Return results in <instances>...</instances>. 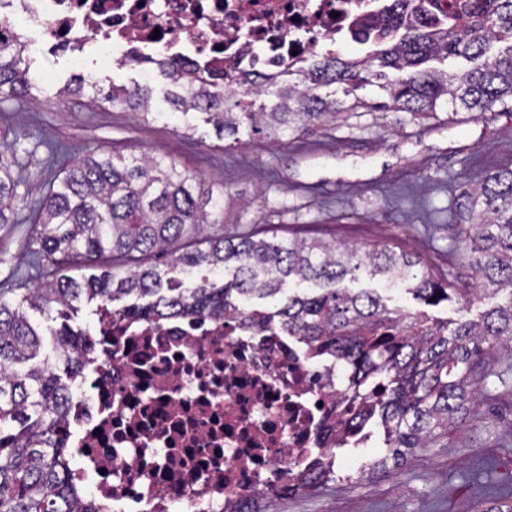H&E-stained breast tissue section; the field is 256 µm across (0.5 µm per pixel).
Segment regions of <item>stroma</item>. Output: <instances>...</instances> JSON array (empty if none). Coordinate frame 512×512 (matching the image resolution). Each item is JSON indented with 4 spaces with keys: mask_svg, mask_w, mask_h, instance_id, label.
<instances>
[{
    "mask_svg": "<svg viewBox=\"0 0 512 512\" xmlns=\"http://www.w3.org/2000/svg\"><path fill=\"white\" fill-rule=\"evenodd\" d=\"M73 50L30 57L32 72H47L34 89L39 104L0 101V149L13 160L17 206L0 224V294L42 282L40 248L31 214L45 185L63 173L51 148L80 158L108 149L149 153L200 174L224 189V228L252 227L269 237L345 241L361 249L390 248L418 257L432 276L470 282L472 271L453 226V199L467 184L512 167V109L484 114L450 112H347L326 128L311 127L270 140L240 133L220 138L205 114L182 116L166 92L150 82L153 113L87 106L85 98L55 103L74 78ZM191 131H184V124ZM350 287L379 295L392 308L423 312L438 321L479 318L512 302V293L425 303L407 285L360 272ZM468 401L448 431L447 445L418 451L406 466L357 478L337 467L336 480L317 494L284 495L270 512H489L512 496V356L494 360L490 375L471 384Z\"/></svg>",
    "mask_w": 512,
    "mask_h": 512,
    "instance_id": "35a3bbf8",
    "label": "stroma"
}]
</instances>
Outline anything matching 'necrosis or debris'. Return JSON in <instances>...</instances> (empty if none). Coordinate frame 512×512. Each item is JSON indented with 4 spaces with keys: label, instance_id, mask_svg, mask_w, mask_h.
<instances>
[{
    "label": "necrosis or debris",
    "instance_id": "4bbe7bcc",
    "mask_svg": "<svg viewBox=\"0 0 512 512\" xmlns=\"http://www.w3.org/2000/svg\"><path fill=\"white\" fill-rule=\"evenodd\" d=\"M391 16L386 0H0V46L66 41L101 64L164 59L223 81L268 76ZM62 422L99 512H244L319 464L345 418L335 358L239 316L122 318L84 351Z\"/></svg>",
    "mask_w": 512,
    "mask_h": 512
}]
</instances>
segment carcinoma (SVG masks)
<instances>
[{"mask_svg": "<svg viewBox=\"0 0 512 512\" xmlns=\"http://www.w3.org/2000/svg\"><path fill=\"white\" fill-rule=\"evenodd\" d=\"M422 21L404 8L396 39L363 34L368 51L344 58L331 49L305 65L268 78L239 72L229 91L205 73L162 64L174 91L170 102L186 116L207 114L219 134L244 127L274 139L311 124L336 122L345 112L392 110L413 115L442 106L458 112H491L512 101V0H430ZM24 49L0 51V98L26 96L34 87ZM372 86L385 102L357 96ZM93 90L89 103L152 114L147 87L112 84L104 89L77 77L57 100ZM48 185L35 210L42 253L60 255L46 281L8 301L0 294V512H96L70 478L69 450L61 422L69 382L83 368L87 331L69 321L78 305L105 316H184L223 319L240 315L256 324L286 326L309 354L336 357L352 370L356 417L379 415L385 453L376 464H407L433 447L456 423L466 401L464 383L490 373L493 357L512 354V303L480 320L439 322L387 307L380 297L343 286L357 272L398 282L412 278L425 301H449L454 281L418 275L419 260L392 249L359 255L346 244L292 237L269 241L258 232L228 235L224 190L197 173L151 155L109 151L86 155ZM12 162L0 152V224L14 210ZM469 265L475 273L469 300L485 293L512 294V169L496 171L456 196ZM175 242L182 252L172 269L197 276L192 288H165L150 258ZM291 281L316 282L320 291L280 299ZM252 298L275 299L271 308L249 309ZM133 303L126 304L124 300ZM147 303L142 304L140 300ZM54 310L50 329L66 375L41 358L45 333L26 310ZM317 478L300 476L289 493H317L333 471L321 464Z\"/></svg>", "mask_w": 512, "mask_h": 512, "instance_id": "1", "label": "carcinoma"}]
</instances>
